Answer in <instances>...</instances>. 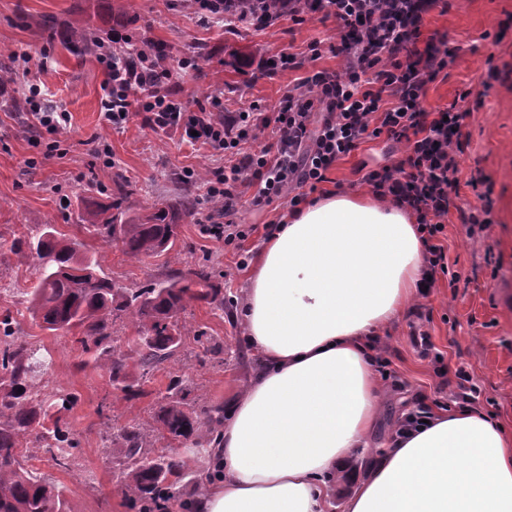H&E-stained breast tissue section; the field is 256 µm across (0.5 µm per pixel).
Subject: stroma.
Returning a JSON list of instances; mask_svg holds the SVG:
<instances>
[{"instance_id": "obj_1", "label": "stroma", "mask_w": 512, "mask_h": 512, "mask_svg": "<svg viewBox=\"0 0 512 512\" xmlns=\"http://www.w3.org/2000/svg\"><path fill=\"white\" fill-rule=\"evenodd\" d=\"M511 15L512 0H448L446 11H433L423 21L424 35L447 34L458 49L424 100L427 109L466 115L459 184L444 236L449 270L458 279L452 284L440 278L430 295L412 304L381 337L387 365L376 370L382 388L379 418L367 447L356 451V468L387 448L416 401L434 411L453 405L450 387L435 374L438 355L446 368L465 371L480 388L476 409L512 427V30L503 40L495 38L499 23ZM75 22L102 41L124 26L134 43L161 45L172 72L169 87L191 111L209 106L215 96L228 112L253 101L262 111H273L303 73L285 70L269 78L261 73L263 60L281 51L307 52L316 40L335 41L337 30L333 20L317 15L301 24L284 19L261 30L245 24L206 26L188 0H0V65L9 64L14 72L13 82L0 86V316L16 319L31 345L53 355L55 371L47 390L76 395L67 422L81 444L69 470L58 469L40 452L32 464L63 489L71 512H130L113 488L121 453L119 444L105 440L107 429L135 424L154 447L180 451L179 443H167L158 434L170 380L182 377L196 406L226 407L248 387L259 359L244 340L239 318L248 272L238 267L233 247L201 232L202 222L223 219L221 205L207 199L204 185L209 173L223 166V156L183 140L178 131L152 128L139 114L123 129H112L101 112L102 63L98 56L73 52L61 38L60 24ZM25 54L30 62H22ZM186 56L197 58V69H179ZM33 84L71 115L50 157L34 143L29 112L12 108L23 100L24 87ZM98 141L109 145L114 166H104L93 155ZM397 158L383 140L363 143L338 162L319 190L365 191L363 170L394 164ZM187 168L195 171L198 183L181 182ZM478 172L493 185L495 222L485 231L463 222L481 205L469 184ZM117 191L127 215L155 206L175 213L177 262L132 260L119 245L89 239L80 230L81 210L109 202ZM45 224L84 242L87 253L103 255V267L119 288L206 269L212 287L224 297L223 312L194 302L180 319L204 332L209 347L185 339L178 361L141 379V395L116 398L99 368L81 366L73 333L43 330L25 310L24 295L37 283L39 260L31 253L17 255L10 246ZM420 334L429 336L431 355H422L415 345L413 338Z\"/></svg>"}]
</instances>
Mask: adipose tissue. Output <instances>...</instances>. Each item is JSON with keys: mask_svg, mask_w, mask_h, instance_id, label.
<instances>
[{"mask_svg": "<svg viewBox=\"0 0 512 512\" xmlns=\"http://www.w3.org/2000/svg\"><path fill=\"white\" fill-rule=\"evenodd\" d=\"M425 246L409 212L361 192L314 199L261 243L241 318L262 361L207 457L195 512H512V434L439 412L350 471L379 413L375 339L417 301Z\"/></svg>", "mask_w": 512, "mask_h": 512, "instance_id": "obj_1", "label": "adipose tissue"}]
</instances>
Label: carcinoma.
Returning <instances> with one entry per match:
<instances>
[{"label":"carcinoma","instance_id":"1","mask_svg":"<svg viewBox=\"0 0 512 512\" xmlns=\"http://www.w3.org/2000/svg\"><path fill=\"white\" fill-rule=\"evenodd\" d=\"M64 43L92 53L97 40L84 29L64 28ZM84 228L105 243L117 241L131 258L174 254L178 225L164 209L128 217L121 201L87 208L79 214ZM82 243L57 235L52 225L25 240L13 251L25 248L41 260L37 284L26 292L24 303L32 320L50 332L78 330L76 342L91 355L108 377L112 389L125 399L140 393L131 376L134 369L147 375L177 358L185 325L180 314L195 301L224 310L215 301L208 274L200 270L186 277H172L142 288H116L103 271L97 255L81 252ZM125 316L136 329L128 341L129 351H117L114 319ZM45 356L21 336L18 323L6 315L0 319V512H69L63 490L37 468L28 465L30 445L41 449L55 466L67 469L75 459L79 442L64 420L76 396L67 392L44 393L42 367ZM184 381L173 379L167 387L169 402L160 413V427L173 441H191V448L204 452L211 434L224 423V407L195 409L185 402ZM123 445L115 491L136 512H163L179 500L181 483L192 475L188 461L174 452L146 447L136 426L112 433Z\"/></svg>","mask_w":512,"mask_h":512}]
</instances>
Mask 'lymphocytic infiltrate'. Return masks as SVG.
<instances>
[{
	"label": "lymphocytic infiltrate",
	"mask_w": 512,
	"mask_h": 512,
	"mask_svg": "<svg viewBox=\"0 0 512 512\" xmlns=\"http://www.w3.org/2000/svg\"><path fill=\"white\" fill-rule=\"evenodd\" d=\"M202 22L232 28L248 24L266 28L286 18L300 23L322 15L334 19L336 43H310L306 60L323 52L343 59L341 71L315 70L283 95L272 112L256 104L228 115L221 99L212 109L184 111L166 91L172 74L164 53L143 43L129 53L130 33L113 30L112 53L103 60L106 79L101 101L105 121L124 128L131 111L143 112L152 128L181 130L183 137L223 154L225 165L206 181L208 200L221 202L225 223L206 224L205 235L231 246L249 232L232 217L241 189L254 187L251 207L261 209L287 200L290 209L326 182L336 163L359 144L384 139L401 150L393 165L366 171L363 182L395 206L411 211L425 245L428 288L448 274L442 235L458 185L464 113L430 112L423 106L428 85L455 60L446 35L423 36L426 15L447 9V0H192ZM274 138L261 150L242 146L265 130Z\"/></svg>",
	"instance_id": "lymphocytic-infiltrate-1"
}]
</instances>
